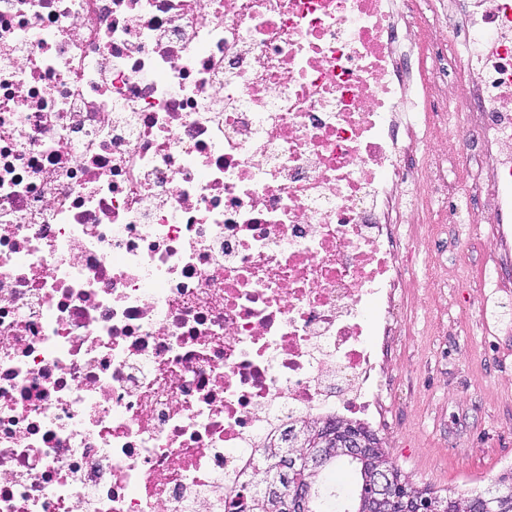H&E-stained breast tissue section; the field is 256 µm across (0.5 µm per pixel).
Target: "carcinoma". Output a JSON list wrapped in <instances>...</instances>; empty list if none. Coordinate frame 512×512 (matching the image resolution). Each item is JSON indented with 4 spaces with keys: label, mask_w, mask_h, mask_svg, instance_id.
<instances>
[{
    "label": "carcinoma",
    "mask_w": 512,
    "mask_h": 512,
    "mask_svg": "<svg viewBox=\"0 0 512 512\" xmlns=\"http://www.w3.org/2000/svg\"><path fill=\"white\" fill-rule=\"evenodd\" d=\"M338 420H300L283 433L261 446L259 457L263 480L252 490L245 492V498L238 501V512H279L276 503L268 497V489L275 488L286 494L294 488L301 490L309 512H352L350 509L336 510L338 493L336 485L324 476L326 466L344 460L355 469L360 481L358 502L366 501L372 495L371 472L375 465L386 458L382 443L370 431L361 426L347 424L348 431L362 437L367 443L363 455L358 458L345 456L336 447V424ZM317 448L328 449L326 458L310 478L299 467L282 465L289 455L310 452ZM396 480L397 498L421 496L439 504L437 512H512V483L505 493L486 495H448L441 497L429 487H419L410 482L398 468H393Z\"/></svg>",
    "instance_id": "carcinoma-1"
}]
</instances>
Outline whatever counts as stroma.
Returning a JSON list of instances; mask_svg holds the SVG:
<instances>
[{
	"label": "stroma",
	"mask_w": 512,
	"mask_h": 512,
	"mask_svg": "<svg viewBox=\"0 0 512 512\" xmlns=\"http://www.w3.org/2000/svg\"><path fill=\"white\" fill-rule=\"evenodd\" d=\"M429 259L412 263L439 294L416 305L402 368L386 399L388 460L438 495L498 487L512 471V288L480 303L476 273L488 227L429 224Z\"/></svg>",
	"instance_id": "obj_1"
}]
</instances>
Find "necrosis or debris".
Masks as SVG:
<instances>
[{
    "label": "necrosis or debris",
    "instance_id": "4bbe7bcc",
    "mask_svg": "<svg viewBox=\"0 0 512 512\" xmlns=\"http://www.w3.org/2000/svg\"><path fill=\"white\" fill-rule=\"evenodd\" d=\"M445 196L500 287L512 0H0V512H231L371 427Z\"/></svg>",
    "mask_w": 512,
    "mask_h": 512
}]
</instances>
